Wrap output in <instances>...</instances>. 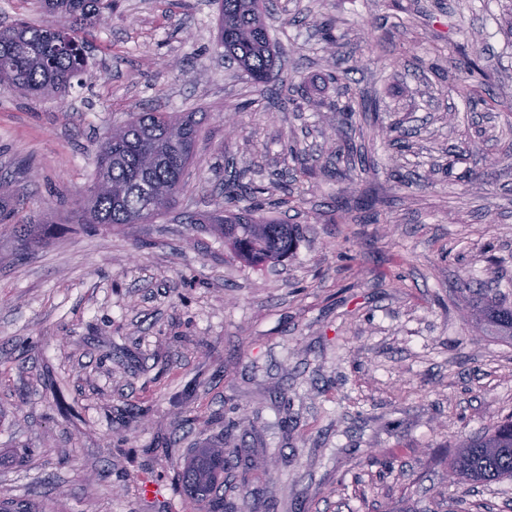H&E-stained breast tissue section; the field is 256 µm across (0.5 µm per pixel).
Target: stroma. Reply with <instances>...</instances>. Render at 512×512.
<instances>
[{
  "mask_svg": "<svg viewBox=\"0 0 512 512\" xmlns=\"http://www.w3.org/2000/svg\"><path fill=\"white\" fill-rule=\"evenodd\" d=\"M268 9L263 92L225 60L216 0H119L65 97L0 90V176L43 236L26 253L0 234V501L192 512L177 463L220 438L238 512H434L442 491L448 512H512V480L456 485L431 462L512 417V342L468 316L477 293L512 304V0ZM474 51L490 82L449 87ZM349 95L400 141L361 137L333 108ZM145 108L203 115L175 207L79 223L98 141ZM229 171L299 225L281 265L239 263L201 223Z\"/></svg>",
  "mask_w": 512,
  "mask_h": 512,
  "instance_id": "obj_1",
  "label": "stroma"
}]
</instances>
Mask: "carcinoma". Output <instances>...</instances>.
Returning a JSON list of instances; mask_svg holds the SVG:
<instances>
[{
  "instance_id": "obj_1",
  "label": "carcinoma",
  "mask_w": 512,
  "mask_h": 512,
  "mask_svg": "<svg viewBox=\"0 0 512 512\" xmlns=\"http://www.w3.org/2000/svg\"><path fill=\"white\" fill-rule=\"evenodd\" d=\"M116 0H40L53 18L45 26L18 23L0 26V89L30 97H61L87 67L80 33L104 21ZM218 43L250 82H270L275 53L261 0H218ZM200 120L195 112H137L98 145L95 177L82 209L90 224L118 227L142 224L167 211L184 184L196 152ZM264 188L244 192L224 185V214L197 219L224 236L235 257L247 265L276 264L297 242L298 228L271 218H257ZM246 201L248 205L239 206ZM20 200L0 192V232L21 234L36 242L29 224L12 219ZM476 323L487 333L512 339V306L481 301L472 309ZM452 462L463 482L512 479V420L460 441ZM224 443L192 448L178 473L185 498L202 512H231L219 491L224 483Z\"/></svg>"
}]
</instances>
